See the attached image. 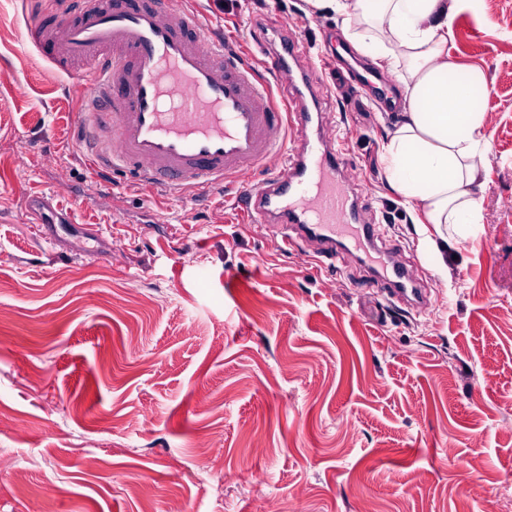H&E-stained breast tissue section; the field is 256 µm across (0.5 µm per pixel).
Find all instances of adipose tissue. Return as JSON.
I'll return each instance as SVG.
<instances>
[{"label": "adipose tissue", "mask_w": 512, "mask_h": 512, "mask_svg": "<svg viewBox=\"0 0 512 512\" xmlns=\"http://www.w3.org/2000/svg\"><path fill=\"white\" fill-rule=\"evenodd\" d=\"M306 2L342 16L346 39L400 75L401 118L382 145L381 161L389 184L432 225L431 254L440 255L454 239L477 237L484 222L477 192L490 147L476 94L487 91L488 80L475 66L453 74L448 42L456 14L478 10L480 0Z\"/></svg>", "instance_id": "ef3b65f1"}]
</instances>
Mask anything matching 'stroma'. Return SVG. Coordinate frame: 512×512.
Returning <instances> with one entry per match:
<instances>
[{"label":"stroma","instance_id":"1","mask_svg":"<svg viewBox=\"0 0 512 512\" xmlns=\"http://www.w3.org/2000/svg\"><path fill=\"white\" fill-rule=\"evenodd\" d=\"M245 62L274 28L332 79L340 18L303 0H183ZM0 0V512H499L512 494V0L463 12L450 63L488 77L485 221L442 260L388 184L400 119L344 84L322 107L427 309L354 263L244 220L231 192L177 198L73 137L80 90ZM54 196L35 223L27 198ZM221 463L198 453L203 441Z\"/></svg>","mask_w":512,"mask_h":512}]
</instances>
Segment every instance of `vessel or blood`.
<instances>
[{"label":"vessel or blood","mask_w":512,"mask_h":512,"mask_svg":"<svg viewBox=\"0 0 512 512\" xmlns=\"http://www.w3.org/2000/svg\"><path fill=\"white\" fill-rule=\"evenodd\" d=\"M28 8L24 43L81 64L77 136L98 178L126 170L143 187L176 194L234 184L252 224L283 242L307 240L333 258L348 253L343 236L353 226L374 245L377 227L349 193L353 163L324 135L329 115L306 100L315 75L293 72L300 42L266 50L260 75L179 0H64L55 9L30 0ZM283 78L287 91L274 93L272 80ZM257 169L262 181L245 185ZM378 279L390 300L422 296L398 260Z\"/></svg>","instance_id":"vessel-or-blood-1"}]
</instances>
